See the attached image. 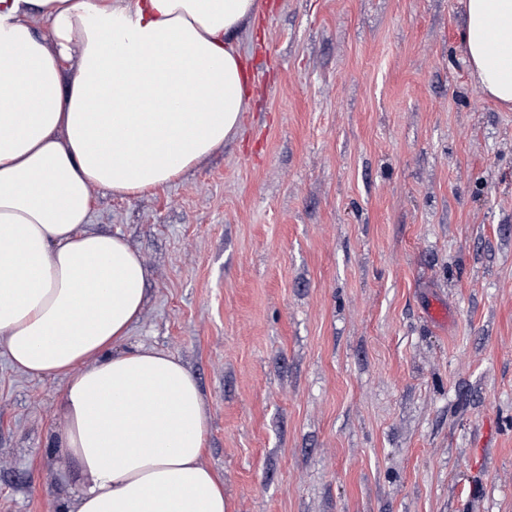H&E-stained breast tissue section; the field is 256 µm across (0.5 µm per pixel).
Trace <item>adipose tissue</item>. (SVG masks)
<instances>
[{"label": "adipose tissue", "instance_id": "1", "mask_svg": "<svg viewBox=\"0 0 512 512\" xmlns=\"http://www.w3.org/2000/svg\"><path fill=\"white\" fill-rule=\"evenodd\" d=\"M258 9L0 0V343L24 374L66 380L59 443L83 477L68 512H226L201 461L196 380L175 357L127 343L143 262L85 226L93 189L143 194L236 134L248 85L233 39ZM465 9L472 74L512 109V0Z\"/></svg>", "mask_w": 512, "mask_h": 512}]
</instances>
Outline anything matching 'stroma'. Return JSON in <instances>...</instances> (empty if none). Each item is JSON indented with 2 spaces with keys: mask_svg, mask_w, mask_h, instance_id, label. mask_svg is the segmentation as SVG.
<instances>
[{
  "mask_svg": "<svg viewBox=\"0 0 512 512\" xmlns=\"http://www.w3.org/2000/svg\"><path fill=\"white\" fill-rule=\"evenodd\" d=\"M259 5L238 135L93 191L148 273L129 342L198 380L227 512H512V111L459 2ZM65 387L0 351V512L68 499Z\"/></svg>",
  "mask_w": 512,
  "mask_h": 512,
  "instance_id": "obj_1",
  "label": "stroma"
}]
</instances>
